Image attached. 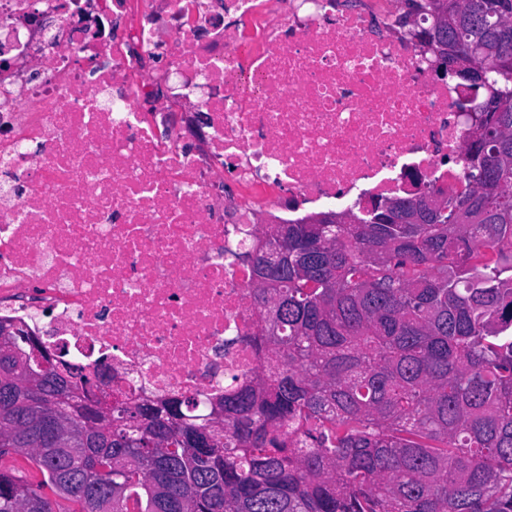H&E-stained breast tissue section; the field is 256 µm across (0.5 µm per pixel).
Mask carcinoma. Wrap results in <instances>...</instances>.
<instances>
[{
    "mask_svg": "<svg viewBox=\"0 0 512 512\" xmlns=\"http://www.w3.org/2000/svg\"><path fill=\"white\" fill-rule=\"evenodd\" d=\"M439 74L491 95L468 132L469 187L261 231L244 249L263 362L191 396L84 403L27 330L1 339L0 512H512V0H405ZM44 405L85 438L36 437Z\"/></svg>",
    "mask_w": 512,
    "mask_h": 512,
    "instance_id": "obj_1",
    "label": "carcinoma"
}]
</instances>
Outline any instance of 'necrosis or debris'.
<instances>
[{
  "label": "necrosis or debris",
  "instance_id": "4bbe7bcc",
  "mask_svg": "<svg viewBox=\"0 0 512 512\" xmlns=\"http://www.w3.org/2000/svg\"><path fill=\"white\" fill-rule=\"evenodd\" d=\"M403 0H0V317L128 401L263 360L227 252L305 209L465 187L487 92Z\"/></svg>",
  "mask_w": 512,
  "mask_h": 512
}]
</instances>
